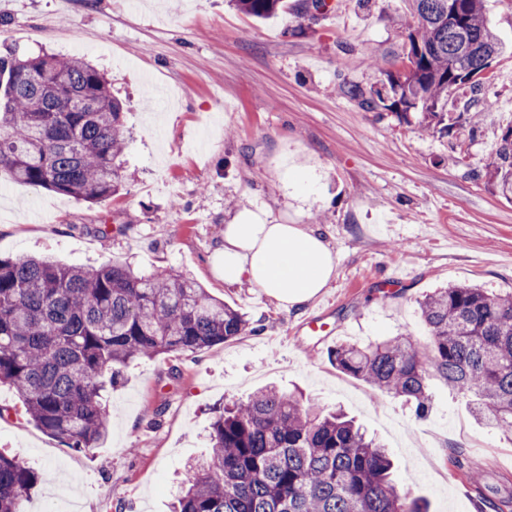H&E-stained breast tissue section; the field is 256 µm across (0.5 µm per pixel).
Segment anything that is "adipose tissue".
Wrapping results in <instances>:
<instances>
[{
    "instance_id": "1",
    "label": "adipose tissue",
    "mask_w": 512,
    "mask_h": 512,
    "mask_svg": "<svg viewBox=\"0 0 512 512\" xmlns=\"http://www.w3.org/2000/svg\"><path fill=\"white\" fill-rule=\"evenodd\" d=\"M216 262L225 282H248L287 310L314 298L336 272L320 229L274 224L250 210L225 225Z\"/></svg>"
}]
</instances>
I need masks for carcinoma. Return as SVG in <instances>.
Here are the masks:
<instances>
[{"instance_id":"cac0c4a2","label":"carcinoma","mask_w":512,"mask_h":512,"mask_svg":"<svg viewBox=\"0 0 512 512\" xmlns=\"http://www.w3.org/2000/svg\"><path fill=\"white\" fill-rule=\"evenodd\" d=\"M405 27L410 67L389 91L347 93L370 111L417 128L475 137L488 103L479 75L509 54L484 0H414ZM260 20L282 0H230ZM0 170L11 179L91 203L123 189L128 132L107 74L85 59L47 51L0 52ZM488 183L512 196V125L485 166ZM425 344L410 334L374 345L342 343L336 367L381 394L430 405L437 376L466 398L480 423L512 433V294L470 285L438 288L420 302ZM252 330L239 311L194 278L141 274L122 263L76 267L49 256L0 257V383L12 386L28 421L71 448L109 433L106 394L129 363L195 353ZM210 453L173 512H427L391 474L383 446L341 411L323 413L275 387L216 410ZM35 473L0 452V512H24ZM479 512H512V484L478 481Z\"/></svg>"}]
</instances>
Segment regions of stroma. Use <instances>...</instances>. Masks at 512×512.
Masks as SVG:
<instances>
[{"instance_id":"obj_1","label":"stroma","mask_w":512,"mask_h":512,"mask_svg":"<svg viewBox=\"0 0 512 512\" xmlns=\"http://www.w3.org/2000/svg\"><path fill=\"white\" fill-rule=\"evenodd\" d=\"M342 2L326 18L306 0H283L277 18L260 21L226 0H0V44L87 56L126 100L131 131L129 178L113 198L92 204L1 175L0 256L186 271L255 327L124 368L109 437L89 450L30 423L0 384V450L37 475L26 512H52L63 479L81 512H170L188 462L209 453L214 408L269 386L343 408L386 445L396 479L429 512H476L471 475L512 483V436L477 423L440 380L420 418L329 358L344 342L424 338L419 303L440 285L512 292V198L472 175L512 124V57L493 64L479 134L454 128L456 153L450 137L419 134L344 93L386 83L409 10L407 0ZM245 209L325 234L336 275L303 307L283 310L215 271L224 226ZM400 268L406 283L388 287ZM312 317L331 337L310 335ZM457 451L469 470L453 465Z\"/></svg>"}]
</instances>
